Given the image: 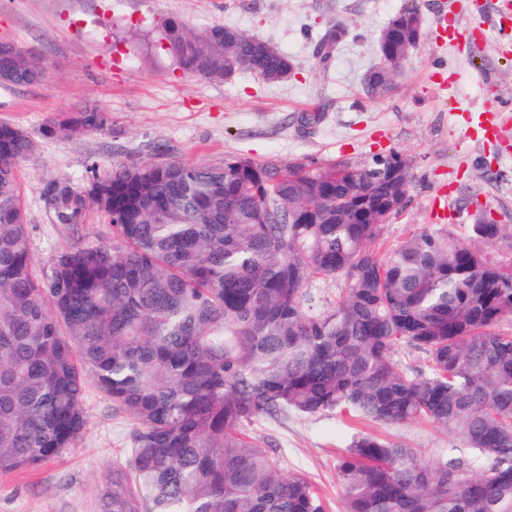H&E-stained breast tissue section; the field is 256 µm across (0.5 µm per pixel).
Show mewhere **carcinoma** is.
Returning <instances> with one entry per match:
<instances>
[{
    "mask_svg": "<svg viewBox=\"0 0 512 512\" xmlns=\"http://www.w3.org/2000/svg\"><path fill=\"white\" fill-rule=\"evenodd\" d=\"M157 45L174 69L266 84L293 67L267 41L232 26L200 33L173 19ZM0 40V85L46 80L35 55ZM108 115L85 104L53 119L52 136L97 132ZM36 148L0 121V472L37 467L73 447L92 381L134 421L112 512H328L302 474H282L243 426L294 412H335L402 425L426 419L457 447L429 462L357 431L337 458L342 512H512V267L445 224L419 229L382 256L381 215L408 193L410 172L387 156L314 169L249 157L220 164L147 159L67 180L45 195L78 233L103 211L112 240L33 262L18 166ZM315 278L344 284L333 304ZM423 352L413 374L395 353ZM484 467L473 472L470 456Z\"/></svg>",
    "mask_w": 512,
    "mask_h": 512,
    "instance_id": "1",
    "label": "carcinoma"
}]
</instances>
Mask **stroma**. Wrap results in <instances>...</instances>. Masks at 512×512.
Wrapping results in <instances>:
<instances>
[{"label": "stroma", "instance_id": "obj_1", "mask_svg": "<svg viewBox=\"0 0 512 512\" xmlns=\"http://www.w3.org/2000/svg\"><path fill=\"white\" fill-rule=\"evenodd\" d=\"M455 0H0V39L33 49L47 67V82L0 87V120L29 131L34 154L19 167L33 257L43 264L69 240L44 197L47 184L66 179L85 188L90 166L146 159L217 164L245 156L312 169L339 160L359 163L390 152L410 164L403 209L384 224L374 247L399 246L431 221V205L452 193L461 223L449 230L468 239L469 228L492 218L504 227L482 244L486 258L512 266V128L493 143L467 139L461 127L493 103L512 113V56L500 49L502 20L472 16ZM417 8L425 19L418 48L389 89L366 94L363 77L378 61L380 36L399 11ZM477 24L476 47H451L436 29ZM173 18L194 31L214 23L264 38L295 62L294 74L265 84L247 73L209 82L172 70L163 50L147 38ZM344 34L327 66L314 48L331 29ZM108 113L104 130L78 138L46 136L50 118L84 101ZM87 425L74 447L38 467L0 473V512H109L112 473L124 466L132 420L87 385ZM358 423L333 413L291 414L247 424L246 434L270 448L283 474L303 473L340 512L336 458ZM405 448L436 461L454 441L430 422L370 425Z\"/></svg>", "mask_w": 512, "mask_h": 512}]
</instances>
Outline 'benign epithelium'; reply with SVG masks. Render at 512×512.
<instances>
[{
	"instance_id": "7a95c632",
	"label": "benign epithelium",
	"mask_w": 512,
	"mask_h": 512,
	"mask_svg": "<svg viewBox=\"0 0 512 512\" xmlns=\"http://www.w3.org/2000/svg\"><path fill=\"white\" fill-rule=\"evenodd\" d=\"M423 19L416 8L406 9L391 19V25L383 34L382 56L372 70L374 82L382 87L389 86L399 73L403 63L420 43L418 21Z\"/></svg>"
}]
</instances>
